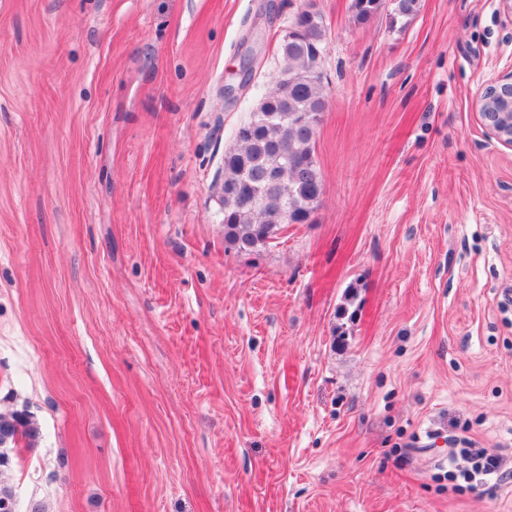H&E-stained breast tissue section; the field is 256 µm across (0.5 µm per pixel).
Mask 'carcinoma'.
I'll return each instance as SVG.
<instances>
[{"mask_svg":"<svg viewBox=\"0 0 512 512\" xmlns=\"http://www.w3.org/2000/svg\"><path fill=\"white\" fill-rule=\"evenodd\" d=\"M390 2L389 27L405 26L422 0H353L354 20L364 24ZM296 28L281 44L287 67L275 87L261 96L267 124L248 119L236 131L235 145L224 152L221 203L224 240L239 252H253L277 238L284 224L311 221L324 192L316 159V137L329 99L320 75L312 70L327 45L323 17L311 21L300 12ZM40 431L24 412L0 414V468L10 465L20 445L27 447Z\"/></svg>","mask_w":512,"mask_h":512,"instance_id":"obj_1","label":"carcinoma"}]
</instances>
